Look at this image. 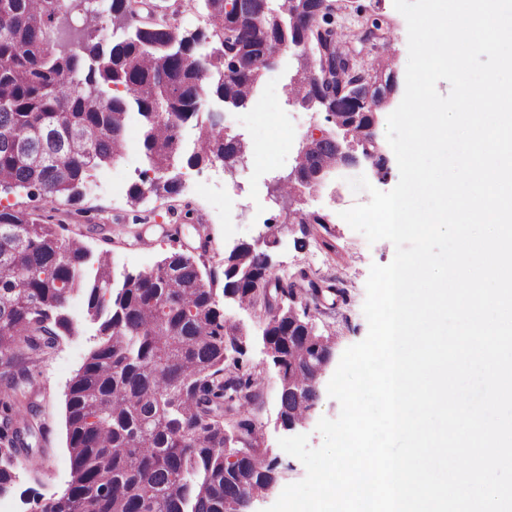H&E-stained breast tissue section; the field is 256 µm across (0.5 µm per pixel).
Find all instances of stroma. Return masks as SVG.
Here are the masks:
<instances>
[{
    "label": "stroma",
    "instance_id": "1",
    "mask_svg": "<svg viewBox=\"0 0 512 512\" xmlns=\"http://www.w3.org/2000/svg\"><path fill=\"white\" fill-rule=\"evenodd\" d=\"M375 17L383 22L382 39L366 45L354 39V31ZM333 25L347 32L342 45L354 51L359 60L392 56L397 60V73L405 74L407 23L393 0H342L333 14ZM297 63L293 50H283L256 87L253 101L246 105L235 107L214 98L206 103L207 111L222 113L224 127L230 134L250 146L264 145V154H248L244 162L231 168L219 160L188 167L186 160L194 148L196 129L194 123H187L181 129V149L170 170L171 175L181 179L179 193L158 196L147 191L135 202L129 197L130 187L136 183L148 187L162 174L153 170L145 157L141 123L134 117L126 127L123 156L102 165L101 176L89 179L79 200L53 206L19 190L1 195L0 204L44 215L53 224L61 223L62 234L80 240L91 256L109 254L112 277L117 283L126 274L153 267L174 252L200 258L208 270L222 274L224 258L237 244L253 241L263 225H283L282 244L272 256L269 277L274 282L288 281L307 273L309 280L300 283L299 294L309 304L319 332L333 336L334 358H341L348 347L361 342L368 333L363 305L371 264L386 265L395 256L392 242H368L342 219V211L369 200L367 192H353L349 181L364 175L372 187L388 191L397 184L399 170L391 168L388 176L380 178L364 165H340L325 176L317 191L305 195L303 209L326 216L333 250L321 246L320 234L303 235L300 225L289 223L288 198L274 193L273 186L292 171L310 131L328 127L322 111L302 107L288 95L287 87L297 71ZM259 100L264 103L260 110L255 107ZM312 281L323 286V294H310L308 284ZM219 305L228 319L241 324L250 335L242 363L255 374L260 386V396L250 409L262 436L258 451L266 459L276 461L280 487L301 481L306 475L304 465L279 445L287 431L278 422L279 376L261 339L264 310L242 307L224 298ZM66 313L73 323V333L39 365L31 392L43 425L38 436L41 480L31 481L21 466L15 481L4 492L17 512H33L36 499L62 495L70 480L66 394L94 345L97 326L87 316L82 294L72 295ZM335 371L331 365L322 375L316 407L299 428L313 448L323 443L316 430L320 418L334 419L341 411L339 402L327 390Z\"/></svg>",
    "mask_w": 512,
    "mask_h": 512
}]
</instances>
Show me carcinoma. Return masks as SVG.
<instances>
[{"label":"carcinoma","instance_id":"1","mask_svg":"<svg viewBox=\"0 0 512 512\" xmlns=\"http://www.w3.org/2000/svg\"><path fill=\"white\" fill-rule=\"evenodd\" d=\"M206 31L179 33L169 19L143 24L129 0H0V192L24 189L47 203L80 196L92 172L120 158L131 113L143 126V148L155 170L169 167L179 132L210 97L237 104L263 76L257 65L231 76L224 25L236 24L242 48L259 55L265 42L304 35L314 54L353 81L366 71L334 54L336 30L314 35L296 2L201 0ZM262 14L263 25L239 23ZM213 44L195 57L200 38ZM191 168L220 159L236 164L234 136L213 113L196 123ZM342 162L328 141L302 169L326 173ZM34 212L0 208V492L18 459L32 451L35 428L29 367L69 335L67 303L80 289L99 323L98 345L72 380L66 402L71 482L37 512H224L239 491L235 472L255 482L270 463L248 453L234 463L239 436L255 428L242 409L255 398L254 375L226 372L224 339L234 325L216 300L214 272L173 252L155 267L113 286L108 262L82 278L85 246ZM273 246L247 253L242 265L224 258L223 295L252 302L266 287ZM262 338L278 370L307 377L318 342L288 330L269 314Z\"/></svg>","mask_w":512,"mask_h":512}]
</instances>
